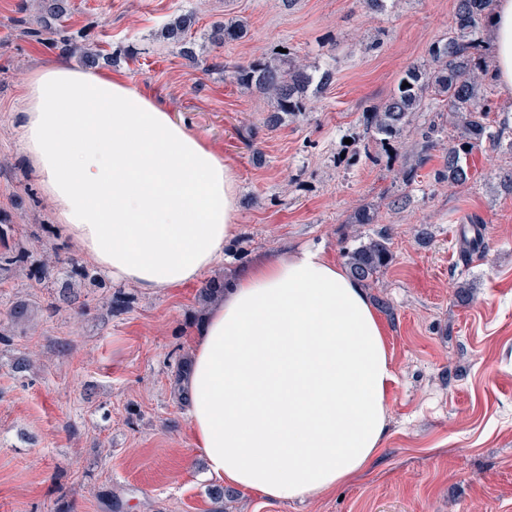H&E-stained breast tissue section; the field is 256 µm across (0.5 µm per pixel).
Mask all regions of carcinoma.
I'll list each match as a JSON object with an SVG mask.
<instances>
[{
    "label": "carcinoma",
    "instance_id": "1",
    "mask_svg": "<svg viewBox=\"0 0 512 512\" xmlns=\"http://www.w3.org/2000/svg\"><path fill=\"white\" fill-rule=\"evenodd\" d=\"M494 0H456L454 22L448 37L430 44V64H412L400 74L397 87L386 102L367 115V133L375 138L398 142L404 137L410 116L423 109L426 101L440 103L448 112L456 136L448 142L442 169L436 179L448 184L462 183L469 179L468 168L461 156L468 149L489 139L497 146L505 145L512 150V138L505 139L504 129L490 130L487 122L492 106L487 96L492 73L486 61L487 44L483 32L487 26ZM69 11L68 0H39L36 12L26 24L23 34L48 48L67 47L80 49L81 62L95 68L102 54L94 44L82 46L66 38H58ZM197 23L196 13L184 11L163 25L160 36L178 48L179 54L193 62L198 60L193 30ZM246 26L237 22H218L206 34L211 49L224 47L228 42L243 39ZM227 77L234 83L250 87L265 95L271 104L265 126L276 128L285 115H295L308 108L306 92L316 83L329 85L333 72L309 70L283 53L279 58L257 59L246 64L224 67ZM440 130L432 125L420 133V161L440 145ZM22 252L4 248L0 251V275L10 272L20 261ZM343 258L350 275L361 283L375 281L379 273L392 261L388 238L380 235L370 238L354 248L343 250ZM188 359L180 356L171 364L174 391L177 399L187 401L181 381L186 374Z\"/></svg>",
    "mask_w": 512,
    "mask_h": 512
}]
</instances>
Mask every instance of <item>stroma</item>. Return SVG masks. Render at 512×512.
I'll use <instances>...</instances> for the list:
<instances>
[{"mask_svg":"<svg viewBox=\"0 0 512 512\" xmlns=\"http://www.w3.org/2000/svg\"><path fill=\"white\" fill-rule=\"evenodd\" d=\"M456 0H71L65 35L85 33L101 50L100 71L160 101L212 142L236 169L238 227L224 260L199 283L148 293L116 283L89 258L87 276L44 269L46 252L78 247L58 231L54 208L17 149L18 98L34 68L79 54L24 37L34 0H0V222L25 259L0 277V512H210L215 481L192 444L186 407L171 388V358L189 355L203 313V283L233 284L261 255L344 248L377 234L393 260L365 291L381 321L395 370L387 395L388 436L350 484L279 504L228 485L224 512H512V151L482 145L468 156L467 182L435 180L442 150L418 162V133L441 113L417 112L402 144L365 132L368 112L401 72L426 60L447 35ZM181 10L213 22L240 19L248 35L225 45L224 63L274 57L334 73L310 86L307 111L269 131L265 95L202 73L160 30ZM141 54L127 58L128 46ZM371 207L373 224L356 212ZM480 218L478 260L460 254L461 231ZM70 283L85 310H51ZM469 286L466 300L457 287ZM120 297L118 305L109 300ZM29 301L11 323L13 301ZM31 367L19 373L18 358Z\"/></svg>","mask_w":512,"mask_h":512,"instance_id":"1","label":"stroma"}]
</instances>
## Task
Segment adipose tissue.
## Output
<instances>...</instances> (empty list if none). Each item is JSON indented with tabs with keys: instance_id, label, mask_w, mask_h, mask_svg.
I'll use <instances>...</instances> for the list:
<instances>
[{
	"instance_id": "adipose-tissue-1",
	"label": "adipose tissue",
	"mask_w": 512,
	"mask_h": 512,
	"mask_svg": "<svg viewBox=\"0 0 512 512\" xmlns=\"http://www.w3.org/2000/svg\"><path fill=\"white\" fill-rule=\"evenodd\" d=\"M512 99V0L488 20ZM17 145L60 232L112 280L146 292L193 283L235 231L237 173L216 146L109 76L34 71ZM394 379L364 288L320 248L260 257L208 311L182 379L206 473L288 503L350 483L389 431Z\"/></svg>"
}]
</instances>
